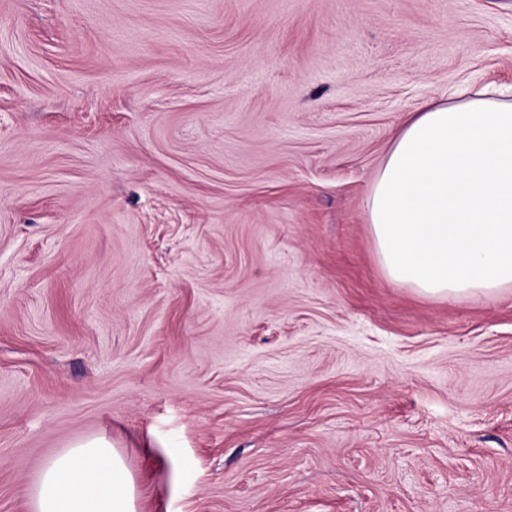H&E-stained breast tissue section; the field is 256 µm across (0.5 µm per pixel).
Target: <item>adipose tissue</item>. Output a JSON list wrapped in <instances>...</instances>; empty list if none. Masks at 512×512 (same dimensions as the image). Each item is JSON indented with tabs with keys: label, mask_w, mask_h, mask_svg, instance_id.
Segmentation results:
<instances>
[{
	"label": "adipose tissue",
	"mask_w": 512,
	"mask_h": 512,
	"mask_svg": "<svg viewBox=\"0 0 512 512\" xmlns=\"http://www.w3.org/2000/svg\"><path fill=\"white\" fill-rule=\"evenodd\" d=\"M391 282L433 299L512 287V100L484 87L411 113L366 199ZM34 512H136L133 478L103 438L42 469Z\"/></svg>",
	"instance_id": "ef3b65f1"
}]
</instances>
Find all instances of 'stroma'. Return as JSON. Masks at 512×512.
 <instances>
[{
	"label": "stroma",
	"mask_w": 512,
	"mask_h": 512,
	"mask_svg": "<svg viewBox=\"0 0 512 512\" xmlns=\"http://www.w3.org/2000/svg\"><path fill=\"white\" fill-rule=\"evenodd\" d=\"M473 83L512 0H0V512L99 436L136 512H512V288L365 215Z\"/></svg>",
	"instance_id": "1"
}]
</instances>
